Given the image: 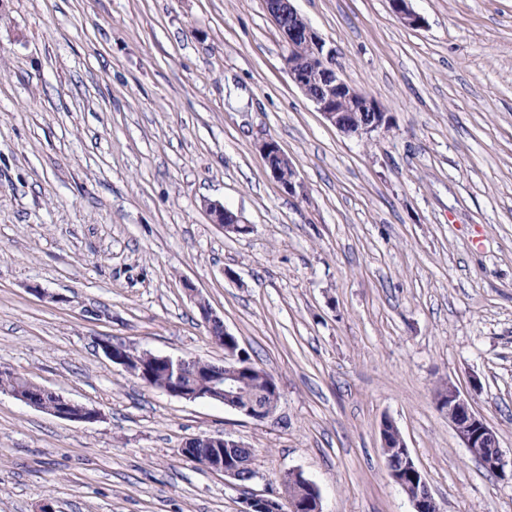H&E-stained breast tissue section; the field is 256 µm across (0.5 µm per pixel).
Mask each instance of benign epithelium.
<instances>
[{
    "mask_svg": "<svg viewBox=\"0 0 512 512\" xmlns=\"http://www.w3.org/2000/svg\"><path fill=\"white\" fill-rule=\"evenodd\" d=\"M389 4L401 23L412 28L422 26L423 19L410 7V0H389ZM264 5L288 45V53L283 56L284 69L324 121L346 136L369 137L373 133L389 130L390 118L379 102L372 95L349 86L339 77L336 51L325 48V41L300 15L294 0H264ZM260 151L271 177L286 193L292 195L303 189L294 163L277 141L272 138L263 140ZM204 208L212 221L226 233L239 235L251 230V225L243 223L240 216L225 211L219 201L206 200ZM187 290L192 293L213 341L224 348V364L216 367L197 358L136 353L109 341L102 344L105 357L148 385L152 384L155 370L163 369L167 376L163 391L171 396L220 402L258 421L272 417L280 399V392L274 382L264 371L245 360L246 353L238 340L226 330L224 321L196 289L189 284ZM201 366L206 367L205 376L209 378L206 390L191 392L184 385V377ZM246 376H256L258 382L266 384L274 392L270 400L259 402L242 398L239 386ZM8 394L30 407L61 419L90 423L99 418L96 410L66 399L44 386L38 385L32 391L10 390ZM437 406L446 413L465 448L470 451L475 448L491 449L490 454L483 457V465L499 478L512 480V460H506L495 431L472 409L468 399L456 386L449 384L440 390ZM201 439L213 446V454L204 461L206 468L241 485L254 479L256 472L253 468V455L249 454L229 465L224 464V449L241 447L240 442L231 438L197 436L185 444L183 456L193 459V448ZM385 464L391 480L406 495L414 512H441L406 443L397 447L395 455L385 457ZM287 479L291 485L288 493L274 498L257 495L247 497L241 512H322L320 494L302 472L290 471Z\"/></svg>",
    "mask_w": 512,
    "mask_h": 512,
    "instance_id": "1",
    "label": "benign epithelium"
}]
</instances>
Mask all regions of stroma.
Returning a JSON list of instances; mask_svg holds the SVG:
<instances>
[{"mask_svg": "<svg viewBox=\"0 0 512 512\" xmlns=\"http://www.w3.org/2000/svg\"><path fill=\"white\" fill-rule=\"evenodd\" d=\"M294 5L388 132L323 121L263 0H0V369L102 414L0 391V512H241L291 470L323 512H413L387 418L442 512H512L435 403L453 382L512 453V0H411L420 28L388 0ZM266 137L304 194L270 178ZM189 284L275 376L273 418L104 356L223 363ZM199 435L251 448L256 478L186 459ZM204 208L211 216L212 221L218 224L224 233L246 234L251 230L249 224H243L241 217L224 210V205L219 201L206 200ZM33 384H35L36 389H33L32 392L22 389L6 390L4 392L30 407L61 419L90 423L99 418L98 412L94 409L66 399L62 395L9 370L0 371V389H14L15 387L33 388Z\"/></svg>", "mask_w": 512, "mask_h": 512, "instance_id": "35a3bbf8", "label": "stroma"}]
</instances>
